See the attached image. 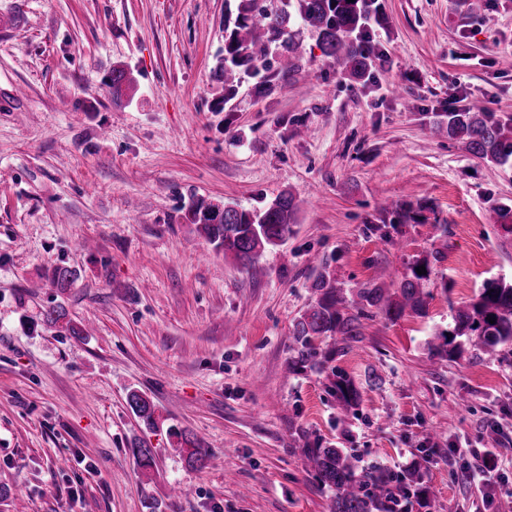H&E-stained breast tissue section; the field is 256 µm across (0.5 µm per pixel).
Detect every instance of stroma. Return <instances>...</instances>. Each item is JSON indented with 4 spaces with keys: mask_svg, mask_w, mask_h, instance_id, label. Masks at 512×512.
Returning <instances> with one entry per match:
<instances>
[{
    "mask_svg": "<svg viewBox=\"0 0 512 512\" xmlns=\"http://www.w3.org/2000/svg\"><path fill=\"white\" fill-rule=\"evenodd\" d=\"M381 3L369 82L298 22L292 68L228 98L215 78L227 0H0V512H328L308 437L418 467L424 512H512V345L429 350L485 280H512V236L492 219L512 205V165L432 129L474 100L512 115V0L478 14ZM115 67L129 79L117 105ZM288 190L295 232L256 276L184 217L194 198L253 211ZM386 201L424 210L392 225ZM318 260L348 297L384 268L429 271L425 316H366L337 355L361 393L343 419L324 376L287 371ZM59 265L77 273L63 294ZM59 302L82 335L45 324ZM495 424L494 482L464 480ZM173 427L208 446L205 467L185 465ZM127 401L132 412L140 418L149 429H155L157 427L154 417V404L145 393L132 390L128 394Z\"/></svg>",
    "mask_w": 512,
    "mask_h": 512,
    "instance_id": "obj_1",
    "label": "stroma"
}]
</instances>
